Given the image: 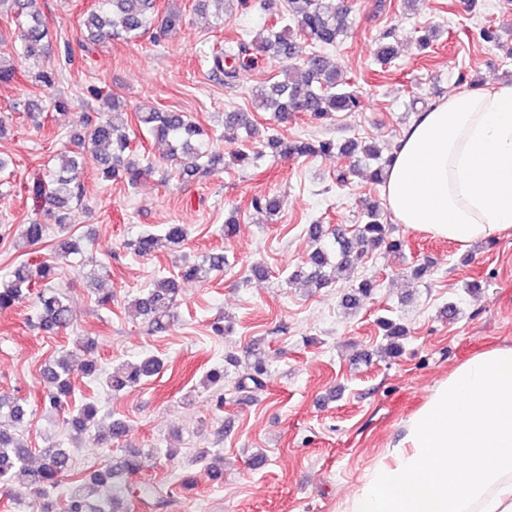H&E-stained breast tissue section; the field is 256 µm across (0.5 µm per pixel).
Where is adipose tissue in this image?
<instances>
[{"mask_svg": "<svg viewBox=\"0 0 512 512\" xmlns=\"http://www.w3.org/2000/svg\"><path fill=\"white\" fill-rule=\"evenodd\" d=\"M398 223L461 247L512 227V86H477L418 113L382 185ZM343 512H512V347L441 381Z\"/></svg>", "mask_w": 512, "mask_h": 512, "instance_id": "adipose-tissue-1", "label": "adipose tissue"}]
</instances>
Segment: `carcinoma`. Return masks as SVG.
Returning a JSON list of instances; mask_svg holds the SVG:
<instances>
[{"instance_id": "cac0c4a2", "label": "carcinoma", "mask_w": 512, "mask_h": 512, "mask_svg": "<svg viewBox=\"0 0 512 512\" xmlns=\"http://www.w3.org/2000/svg\"><path fill=\"white\" fill-rule=\"evenodd\" d=\"M5 15L18 28L19 55L26 60L40 61L49 53L48 27L38 8V0H0V15ZM156 0H95L82 16L86 39L78 41L81 50L88 45L112 39L132 41L146 34L157 40L166 38L181 22V15L170 11L162 18ZM350 9L336 0H286V17L280 26L260 30L253 38L243 39L223 54L212 57V71L224 76V84H235L239 70L253 66L260 57L267 56L280 63L279 71L254 92L255 108L273 114L274 121L286 124L296 114L305 112L318 123L334 119L342 112H353L359 106L354 94L342 90L346 85L335 68L329 66L320 49L334 47L347 37L350 27ZM394 34L386 32L376 40L375 57L386 64L397 55ZM313 47L303 53L302 44ZM58 72L50 67L37 69L31 75L35 83L51 88L57 82ZM107 117L92 119L88 116L79 122L73 135L74 150L62 153L50 170L48 180L33 186V193L45 200V217L57 226L62 234L68 232L71 212L81 200L82 191L78 177V155L89 147L99 158L101 175L107 180L122 179L134 186L147 172L140 163L129 157L131 139L125 103L117 97L106 99ZM139 126L148 134L167 143L169 157L179 175L193 177L214 166L217 158L208 153L209 135L198 123L183 112H163L144 106L136 112ZM250 138L256 133L250 112L224 114V140L235 142L240 132ZM262 146L275 155L314 158L333 152L364 165L365 177L372 183L385 179L386 167L391 158H384L373 144L356 138L340 144L330 138L314 142L284 141L276 136L266 138ZM251 207L258 213L275 215L279 202L266 195L251 199ZM364 223L352 229L330 228L316 223L308 226L307 234L312 251L305 265L292 271L288 283L303 280L321 289L336 283L338 276L348 272L358 263L368 249L385 247L400 252L404 240L392 236V227L383 222L380 206L375 202L365 204ZM48 224L34 221L23 225L16 245L29 247L41 242ZM188 227L184 224H167L158 230H147L133 242L134 250L149 256L185 241ZM228 264L222 251H213L202 260L186 266L183 277L206 280L213 272L224 270ZM57 276V266L43 263L36 268L24 263L10 272L8 280L0 281V310L11 308L23 295L30 293L32 284L42 283L37 293L38 324L45 331L67 329L72 324V311L67 296L52 286ZM376 288L375 280L362 278L351 285L344 298L345 305L353 307L362 297H368ZM178 283L170 277L156 279L151 287L140 292L131 302V317L142 318L151 330L162 332L174 320V306ZM385 344L381 351L389 358H397L403 351V341L408 328L392 318L378 321ZM161 359L145 355L134 363H126L101 372L96 361L86 359L82 365L87 377L102 379L113 393L119 394L136 387L158 374ZM44 374L56 385L49 393L45 405L54 411H63L72 394L71 368L65 357L55 360ZM263 368L260 361L246 367L237 381L236 389L243 391L262 386ZM98 407L88 401L69 413L67 424L77 433H84L97 425ZM26 410L22 399L0 396V418L23 422ZM28 449L5 429H0V483L16 477L24 478L36 497L45 494L63 481L72 468V455L68 448L54 444L43 451L39 465L29 468ZM141 461L134 454L114 457L103 470L78 481L66 495L64 512H120L117 502L124 495H132L155 506L167 502L168 491L158 485L126 488L117 478L139 470Z\"/></svg>"}]
</instances>
